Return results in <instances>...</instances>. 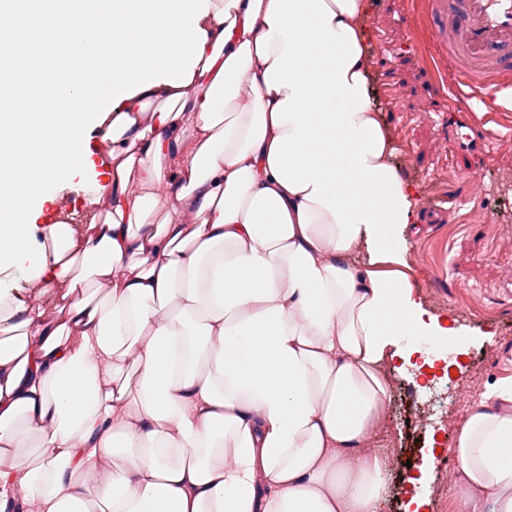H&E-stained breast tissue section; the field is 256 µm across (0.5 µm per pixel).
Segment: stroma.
Segmentation results:
<instances>
[{
    "mask_svg": "<svg viewBox=\"0 0 512 512\" xmlns=\"http://www.w3.org/2000/svg\"><path fill=\"white\" fill-rule=\"evenodd\" d=\"M407 8V0H374L365 20L372 35L373 102L397 147L401 176L418 188V206L444 194L454 208L447 223L417 221L409 237L410 278L429 310L469 332L448 370L411 366L391 382L389 425L372 435V446L403 449L416 467L433 446L441 458H452L456 427L474 406L461 396L469 380L486 385L512 377V91L498 96L509 124L500 128L494 147L485 148L474 130L484 104L467 100L449 111L456 79L448 77L438 89L431 86L413 50L423 34L405 23ZM389 98L395 101L390 110ZM85 139L91 155L63 183L50 184V201L32 211L19 239L23 251L43 250L40 237L47 232L49 213L91 215V190L105 183L106 170L94 151L100 130L90 128ZM467 172L485 187L476 214L460 203L469 190L462 182ZM486 332L494 335L492 345L481 339Z\"/></svg>",
    "mask_w": 512,
    "mask_h": 512,
    "instance_id": "1",
    "label": "stroma"
}]
</instances>
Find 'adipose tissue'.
I'll return each mask as SVG.
<instances>
[{
    "mask_svg": "<svg viewBox=\"0 0 512 512\" xmlns=\"http://www.w3.org/2000/svg\"><path fill=\"white\" fill-rule=\"evenodd\" d=\"M64 89L26 138L65 171L102 129L89 223L20 255L46 307L0 320V512H376L397 361L456 346L408 270L417 190L372 104V0H162L163 36ZM56 173L0 223L46 200ZM165 184L167 203L155 188ZM193 221H186V214ZM452 451L456 512H512V377L488 385Z\"/></svg>",
    "mask_w": 512,
    "mask_h": 512,
    "instance_id": "adipose-tissue-1",
    "label": "adipose tissue"
}]
</instances>
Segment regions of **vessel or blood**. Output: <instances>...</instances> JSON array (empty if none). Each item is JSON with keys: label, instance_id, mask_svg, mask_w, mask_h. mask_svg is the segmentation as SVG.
Wrapping results in <instances>:
<instances>
[{"label": "vessel or blood", "instance_id": "b4317fda", "mask_svg": "<svg viewBox=\"0 0 512 512\" xmlns=\"http://www.w3.org/2000/svg\"><path fill=\"white\" fill-rule=\"evenodd\" d=\"M407 17L432 27L433 79L454 71L479 99L512 88V0H413Z\"/></svg>", "mask_w": 512, "mask_h": 512}]
</instances>
